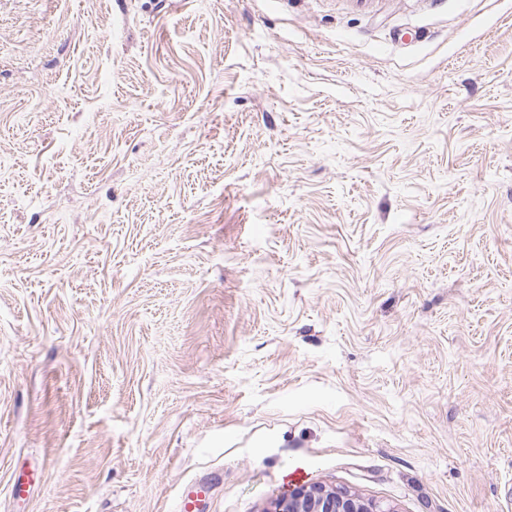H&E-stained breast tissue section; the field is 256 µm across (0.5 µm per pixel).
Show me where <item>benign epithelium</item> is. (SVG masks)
I'll list each match as a JSON object with an SVG mask.
<instances>
[{
	"label": "benign epithelium",
	"instance_id": "7a95c632",
	"mask_svg": "<svg viewBox=\"0 0 512 512\" xmlns=\"http://www.w3.org/2000/svg\"><path fill=\"white\" fill-rule=\"evenodd\" d=\"M264 512H397L372 500L320 483L290 485Z\"/></svg>",
	"mask_w": 512,
	"mask_h": 512
}]
</instances>
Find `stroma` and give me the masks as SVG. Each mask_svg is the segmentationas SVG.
Here are the masks:
<instances>
[{"label":"stroma","mask_w":512,"mask_h":512,"mask_svg":"<svg viewBox=\"0 0 512 512\" xmlns=\"http://www.w3.org/2000/svg\"><path fill=\"white\" fill-rule=\"evenodd\" d=\"M310 483L512 512V0H0V512Z\"/></svg>","instance_id":"obj_1"}]
</instances>
